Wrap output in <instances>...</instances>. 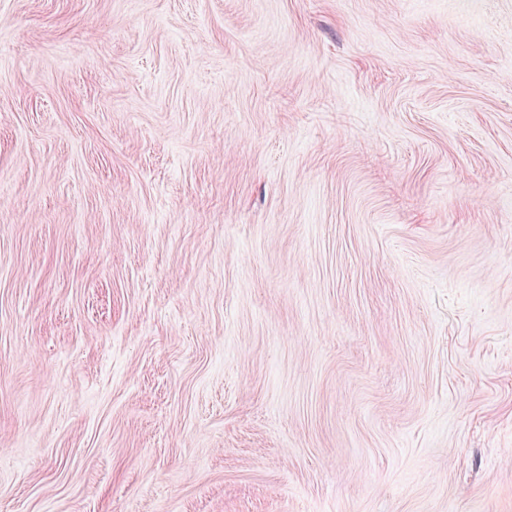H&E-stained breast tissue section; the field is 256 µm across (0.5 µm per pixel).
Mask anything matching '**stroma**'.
I'll list each match as a JSON object with an SVG mask.
<instances>
[{
	"label": "stroma",
	"mask_w": 512,
	"mask_h": 512,
	"mask_svg": "<svg viewBox=\"0 0 512 512\" xmlns=\"http://www.w3.org/2000/svg\"><path fill=\"white\" fill-rule=\"evenodd\" d=\"M0 512H512V0H0Z\"/></svg>",
	"instance_id": "35a3bbf8"
}]
</instances>
